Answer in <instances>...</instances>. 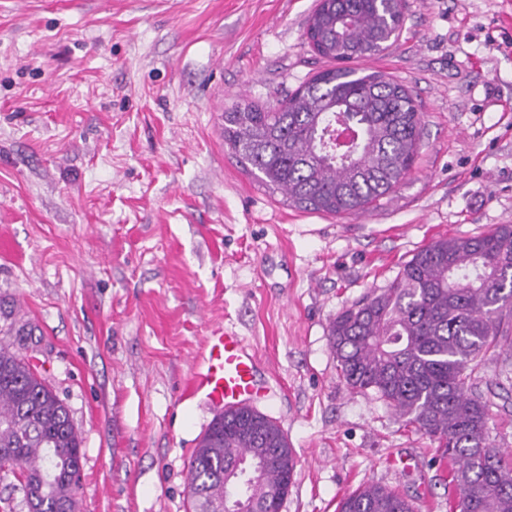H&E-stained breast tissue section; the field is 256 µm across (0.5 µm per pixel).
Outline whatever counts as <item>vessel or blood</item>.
I'll use <instances>...</instances> for the list:
<instances>
[{
  "instance_id": "obj_1",
  "label": "vessel or blood",
  "mask_w": 512,
  "mask_h": 512,
  "mask_svg": "<svg viewBox=\"0 0 512 512\" xmlns=\"http://www.w3.org/2000/svg\"><path fill=\"white\" fill-rule=\"evenodd\" d=\"M257 358L236 331L211 327L190 383L191 394L218 410L251 405L259 393L256 378Z\"/></svg>"
}]
</instances>
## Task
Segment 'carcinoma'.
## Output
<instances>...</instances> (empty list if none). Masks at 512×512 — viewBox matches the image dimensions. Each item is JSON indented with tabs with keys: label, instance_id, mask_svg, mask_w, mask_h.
Instances as JSON below:
<instances>
[{
	"label": "carcinoma",
	"instance_id": "cac0c4a2",
	"mask_svg": "<svg viewBox=\"0 0 512 512\" xmlns=\"http://www.w3.org/2000/svg\"><path fill=\"white\" fill-rule=\"evenodd\" d=\"M402 0L387 15L371 0H319L306 36L342 66L313 77L271 107L240 102L224 113V142L263 185L304 209L338 216L369 208L408 173L422 116L408 88L382 72L343 66L377 59L397 41ZM339 376L371 392L439 448L450 463L456 512H512V451L493 443L494 384L485 357H512V226L443 237L417 251L385 288L338 312L329 325ZM253 468L244 499L226 480ZM81 438L67 406L0 341V471L20 482L28 512L76 503ZM295 453L268 415L219 414L188 469L192 512H280L294 484ZM337 512H417L398 492L369 483Z\"/></svg>",
	"mask_w": 512,
	"mask_h": 512
}]
</instances>
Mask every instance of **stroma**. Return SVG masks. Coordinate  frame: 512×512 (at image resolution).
Masks as SVG:
<instances>
[{"instance_id":"stroma-1","label":"stroma","mask_w":512,"mask_h":512,"mask_svg":"<svg viewBox=\"0 0 512 512\" xmlns=\"http://www.w3.org/2000/svg\"><path fill=\"white\" fill-rule=\"evenodd\" d=\"M317 0H0V340L68 407L76 512H187L215 410L184 396L209 326L264 370L256 408L295 451L281 512H336L363 483L448 512V466L339 378L336 313L431 242L512 225V0H405L386 55L422 114L412 169L376 208L289 205L224 142L330 60ZM27 333L13 336L10 325Z\"/></svg>"}]
</instances>
